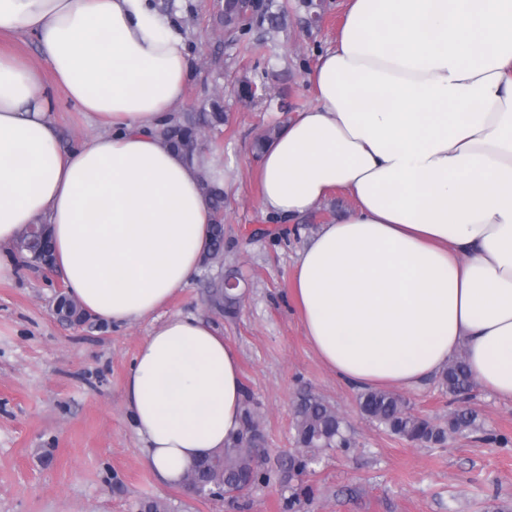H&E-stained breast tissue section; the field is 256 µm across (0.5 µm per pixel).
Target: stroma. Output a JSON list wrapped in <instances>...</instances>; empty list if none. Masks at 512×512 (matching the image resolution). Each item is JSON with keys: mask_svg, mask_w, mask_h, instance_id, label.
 Listing matches in <instances>:
<instances>
[{"mask_svg": "<svg viewBox=\"0 0 512 512\" xmlns=\"http://www.w3.org/2000/svg\"><path fill=\"white\" fill-rule=\"evenodd\" d=\"M283 2L288 12L279 31L255 23L236 32L217 27L214 0H153L185 36L192 60L177 115L223 92L227 122L210 148L232 183L224 199V262L242 273L236 317L217 316L205 304V269L144 320L113 326L93 318L69 326L52 312L61 277L6 252L14 273L0 280V512H136L152 497L167 500L172 512H283L281 476L296 451L293 404L308 389L336 406L355 445L326 452L304 476L313 496L299 512H512L511 402L474 387L482 430L418 446L363 417L358 389L324 366L304 334L292 295L297 254L320 220H333L352 201L334 192L296 223L270 221L252 142L267 126L313 105L306 75L333 42L343 0ZM245 80L265 86L271 101L244 107L236 90ZM53 116L67 151L101 131L58 93ZM180 312L210 321L238 354L275 475L248 497L188 498L163 486L142 462L124 381L145 337ZM403 395L415 413L438 423L455 408L436 377Z\"/></svg>", "mask_w": 512, "mask_h": 512, "instance_id": "stroma-1", "label": "stroma"}]
</instances>
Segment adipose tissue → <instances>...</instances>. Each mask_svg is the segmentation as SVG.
Segmentation results:
<instances>
[{
	"label": "adipose tissue",
	"mask_w": 512,
	"mask_h": 512,
	"mask_svg": "<svg viewBox=\"0 0 512 512\" xmlns=\"http://www.w3.org/2000/svg\"><path fill=\"white\" fill-rule=\"evenodd\" d=\"M0 251L46 224L68 294L102 322L163 308L196 276L213 214L200 172L156 137L191 76L151 0H0ZM311 107L263 150L261 204L287 222L352 207L299 252L305 336L337 378L409 389L463 357L512 402V0H347ZM103 131L66 151L49 87ZM126 407L161 483L242 430L235 350L192 314L138 349ZM0 49L8 50L16 54L22 55L35 63H38L40 61L39 48L37 46V43L32 39H27L26 41L21 42L6 36H1Z\"/></svg>",
	"instance_id": "ef3b65f1"
}]
</instances>
